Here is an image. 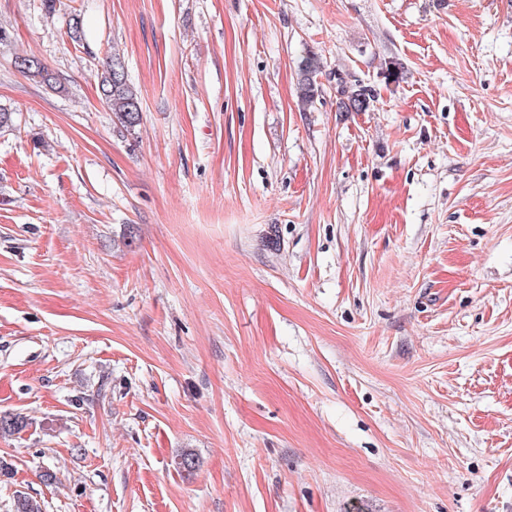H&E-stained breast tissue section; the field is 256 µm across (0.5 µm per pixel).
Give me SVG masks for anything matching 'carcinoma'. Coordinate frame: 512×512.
Instances as JSON below:
<instances>
[{
    "mask_svg": "<svg viewBox=\"0 0 512 512\" xmlns=\"http://www.w3.org/2000/svg\"><path fill=\"white\" fill-rule=\"evenodd\" d=\"M14 66L22 73L60 92L64 87L57 83L48 68L35 56H18ZM320 62L315 56H307L298 66V98L302 106L314 103L319 93L316 81ZM339 94L338 110L341 112H366L376 101L372 87L358 81L352 83L344 77L336 78ZM99 89L111 107L114 123L124 131H134L142 119L140 96L131 84L125 61L118 54L112 55L100 74ZM27 427L24 418L18 415H0V435H14Z\"/></svg>",
    "mask_w": 512,
    "mask_h": 512,
    "instance_id": "1",
    "label": "carcinoma"
}]
</instances>
